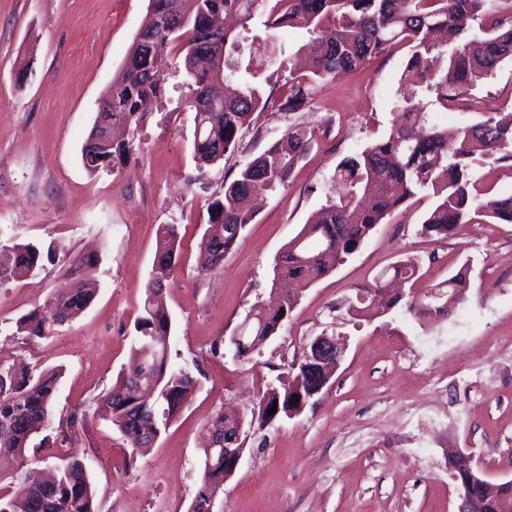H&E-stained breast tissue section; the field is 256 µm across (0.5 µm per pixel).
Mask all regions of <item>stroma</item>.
<instances>
[{
	"instance_id": "35a3bbf8",
	"label": "stroma",
	"mask_w": 512,
	"mask_h": 512,
	"mask_svg": "<svg viewBox=\"0 0 512 512\" xmlns=\"http://www.w3.org/2000/svg\"><path fill=\"white\" fill-rule=\"evenodd\" d=\"M147 12L148 0H0V230L100 259L90 307L31 343L7 329L63 286L65 262L0 286V351L63 367L56 410L87 415L78 433L29 453L32 465L47 466L54 453L83 460L97 512H188L215 414L250 416L263 391L288 380L292 361L328 329L347 343L330 384L297 416L246 430L215 512H457L453 449L471 455L488 480H512V224H464L436 242L420 233L431 199L411 201L345 264L300 289L275 336L240 359L230 344L248 311L268 301L283 246L332 193L337 163L389 131L406 47L328 83L304 111L257 114L235 152L202 168L193 159L192 113L154 104L133 135L130 161L88 174L81 150ZM472 94L483 112L461 101L445 109L428 97L423 103L451 130L510 110L512 60ZM294 126L314 131L309 155L287 187L258 200L255 222L221 268L201 270L208 203ZM161 224L177 225L181 237L164 292L171 365L197 386L156 445L135 456L100 417L98 396L131 362ZM408 257L420 266L421 292L466 271L468 287L448 317L420 320L397 307L345 321L344 302Z\"/></svg>"
}]
</instances>
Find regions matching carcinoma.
Listing matches in <instances>:
<instances>
[{
  "instance_id": "obj_1",
  "label": "carcinoma",
  "mask_w": 512,
  "mask_h": 512,
  "mask_svg": "<svg viewBox=\"0 0 512 512\" xmlns=\"http://www.w3.org/2000/svg\"><path fill=\"white\" fill-rule=\"evenodd\" d=\"M223 14L240 19L234 28H212L211 19ZM489 20L484 36L470 38L472 22ZM262 20L265 37L252 33ZM303 29L308 42V73L288 76V89L265 90L270 76L283 69L287 40L277 32ZM400 44L410 46L401 74L408 93L397 98L392 111L399 122L388 134L354 150L338 163L334 195L321 217L306 224L288 241L274 262V279L315 282L345 263L368 240L375 228L409 199L430 196L434 204L420 233L437 241L455 234L462 224H512V193H494L476 186L474 155L486 151L496 162L512 161V111L496 112L453 136L416 110L413 98L422 90L435 95L446 108L457 100H471L469 91L512 58V0H149V19L138 32L120 72L105 90L94 132L108 125L137 127L143 121L142 103L165 96L166 69L178 68L172 52H182L188 76L177 83L178 104L194 113L193 154L198 166L218 162L238 146L242 131L257 112H299L314 104L319 87L353 74L375 57ZM222 51L224 82L209 81L198 60ZM314 133L288 130L264 151L247 161L236 177L224 184V195L208 207L206 255L203 269L221 266L256 212L251 197L287 186L294 167L311 149ZM134 144L104 139L82 148V164L90 174L124 167ZM156 250L150 282L131 338V353L147 368L142 377L124 376L102 396L112 424L137 456L153 443L136 436V423L153 424L161 436L181 413L196 380L169 363L172 318L153 298L155 286L173 278L181 238L174 224L155 231ZM62 247L20 242L16 236L0 240V285L23 278L58 259ZM99 264L95 254L68 257L66 287L57 289L43 308L35 307L18 318L14 333L30 343L54 334L91 305L93 293L85 288ZM394 276L415 282L419 267L408 258L392 266ZM447 288L411 295L406 311L429 319L448 296L462 297L465 279L458 272L445 281ZM368 305H348L357 317L372 310L386 314L401 301L376 282L365 289ZM297 299L288 291L271 292L266 304L246 315L244 357L276 335ZM62 371L39 370L22 359L0 366V481L4 463H14L11 481L0 486V512H96L95 490L81 460L70 457L45 479L27 467L33 435L44 433L40 447H51L55 437L85 427L87 417L76 410L58 416L54 400ZM308 389L288 392V385L271 387L251 414L249 426L262 429L290 417L294 400L308 401ZM273 414H268L272 407ZM200 487L189 512H205L208 497L224 485V451L209 440L202 448ZM512 509V486L502 483L495 499H481L472 512H507Z\"/></svg>"
}]
</instances>
